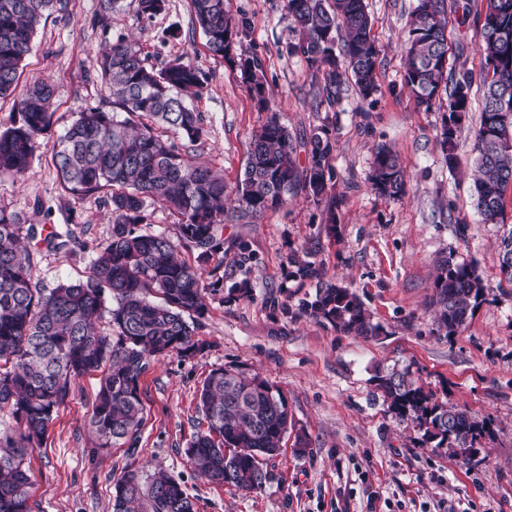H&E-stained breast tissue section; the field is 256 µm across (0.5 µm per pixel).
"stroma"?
Here are the masks:
<instances>
[{
  "mask_svg": "<svg viewBox=\"0 0 512 512\" xmlns=\"http://www.w3.org/2000/svg\"><path fill=\"white\" fill-rule=\"evenodd\" d=\"M365 3L380 48L378 91L363 100L345 84L331 109L324 75L289 52L299 34L285 0H229L231 15L245 25L243 49L262 60L281 121L297 133L324 122L333 130L330 193L342 200L336 231H326L324 204L302 191L258 220L225 225L224 240L245 238L256 261L245 276L226 250L204 264L207 311L197 331L204 353L151 361L141 383L146 420L132 456L122 447L95 449L90 417L100 375L77 379L46 440L25 459L33 512H112L113 485L129 467L145 477L162 471L177 479L196 512H512V283L501 276L498 261L501 238L512 228V186L504 223H482L472 198L479 110L464 120L456 168L448 170L439 145L445 104L417 108L403 81V40L415 0ZM486 5L470 0L465 18L455 0H445L454 71L477 77L484 68L475 16ZM120 37L133 39L155 67L183 59L206 74V90L190 102L205 130L193 153L234 192L252 136L267 115L240 71L208 52L190 0H165L162 11L143 18L127 6L106 14L99 0H66L39 23L18 92L51 80L52 132L61 134L80 109L109 99L99 61ZM381 144L406 170L401 198L382 197L369 182ZM0 208L20 224L76 236L73 252L43 253L36 277L48 289L85 278L112 235L105 193L73 202L44 150L23 177L0 173ZM447 254L475 266L486 284L468 324L452 336L437 328L428 306L434 263ZM292 256L320 264L327 279L356 294L381 335L367 340L303 315L299 303L315 287L289 276ZM244 278L250 296L231 294ZM225 365L259 374L288 400L291 422L282 451L268 461L270 479L257 491L209 483L185 455L206 428L197 394L209 373ZM394 369L409 371L436 401L489 423L492 434L475 455L430 447L416 422L390 409L376 378ZM301 436L309 443L302 456L294 451Z\"/></svg>",
  "mask_w": 512,
  "mask_h": 512,
  "instance_id": "obj_1",
  "label": "stroma"
}]
</instances>
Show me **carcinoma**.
<instances>
[{
  "mask_svg": "<svg viewBox=\"0 0 512 512\" xmlns=\"http://www.w3.org/2000/svg\"><path fill=\"white\" fill-rule=\"evenodd\" d=\"M195 25L209 52L236 66L245 77L259 109L269 111L254 134L243 178L234 192L235 205L225 208L224 178L189 154L204 134L202 115L189 106L206 89L203 71L179 60L157 68L141 49L118 39L100 60L99 76L112 100L77 112L52 143L41 141L53 126L49 112L54 88L48 82L30 87L17 102L21 122L0 131V172L22 176L40 148L50 151L63 190L75 200L106 191L110 200L111 238L99 246L86 279L47 290L35 278L40 249L21 244L38 228H23L0 208V410L8 408L18 435H0V512H32L31 481L24 458L42 445L54 414L67 403L72 384L84 374L102 371L91 416L96 447L127 446L135 452L145 421L141 381L151 359L176 353L192 357L204 349L195 340L205 312L203 269L222 245L224 225L288 203L303 190L328 206L327 230H336V206L328 195L335 171L336 148L329 125L295 134L271 110L260 58L238 49L244 24L229 15L226 0H191ZM62 0H0V98L14 93L22 62L43 16ZM138 15L152 16L164 0H131ZM288 19L300 32L291 46L309 70L327 76L325 101L341 99L345 72L337 54L347 60L358 95L377 92L380 50L371 36L365 0H286ZM479 51L494 70L485 74L479 125L473 130L476 176L475 206L484 224L505 220V191L512 185V0H488L479 18ZM448 20L444 0H416L404 42L403 79L419 107L447 97L440 144L448 170L457 163L456 140L462 116L472 110V79L444 71L448 56ZM153 119L180 135L184 144L164 142ZM370 181L383 197L405 193V170L398 155L376 148ZM181 216L177 240L138 229L144 223L145 199ZM48 251H72L77 241L47 235ZM197 251L198 265L178 257L179 247ZM237 268L247 272L255 260L249 243L230 241ZM500 271L512 281V231L501 241ZM289 275L316 282L315 293L302 301V313L337 330L365 339L380 335L381 326L349 289L327 279L313 262L289 259ZM155 292L162 303L146 296ZM476 269L445 256L436 263L431 304L438 327L452 336L465 327L484 296ZM108 317L112 334L96 320ZM391 409L412 418L424 430V441L452 453L471 454L475 443L492 433L490 425L446 403H440L407 371L377 379ZM207 430L198 433L186 455L211 483L242 491L260 490L269 480L264 464L277 457L288 431L285 396L257 375L239 368L212 371L199 393ZM112 512H196L182 485L156 473L145 480L127 469L113 487Z\"/></svg>",
  "mask_w": 512,
  "mask_h": 512,
  "instance_id": "carcinoma-1",
  "label": "carcinoma"
}]
</instances>
